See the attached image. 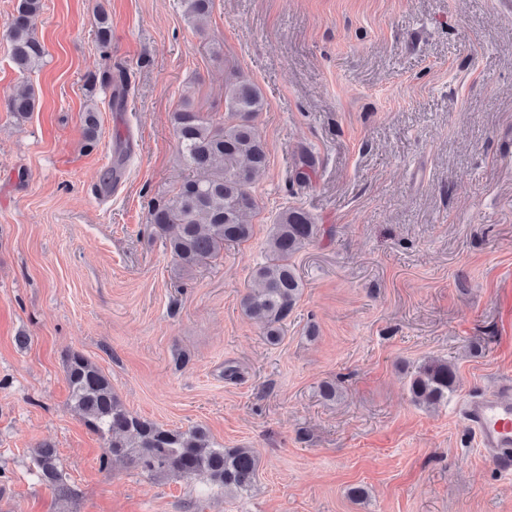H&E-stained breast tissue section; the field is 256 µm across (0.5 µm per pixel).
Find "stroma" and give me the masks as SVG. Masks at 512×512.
<instances>
[{
    "mask_svg": "<svg viewBox=\"0 0 512 512\" xmlns=\"http://www.w3.org/2000/svg\"><path fill=\"white\" fill-rule=\"evenodd\" d=\"M16 3L0 0V512H512V478L459 412L512 376V11L212 0L198 27L180 0H42L46 56L23 75L4 28ZM106 71L128 90L124 110L86 89ZM234 72L264 99L252 236L186 270L149 213L191 173L174 113L223 123ZM24 84L36 102L20 123L8 101ZM305 149L315 165L300 185ZM294 206L319 231L294 257L303 291L272 345L241 300ZM72 352L133 414L256 449L253 489L101 468L106 442L71 405ZM431 357L458 374L434 408L407 389ZM44 444L68 497L37 476Z\"/></svg>",
    "mask_w": 512,
    "mask_h": 512,
    "instance_id": "obj_1",
    "label": "stroma"
}]
</instances>
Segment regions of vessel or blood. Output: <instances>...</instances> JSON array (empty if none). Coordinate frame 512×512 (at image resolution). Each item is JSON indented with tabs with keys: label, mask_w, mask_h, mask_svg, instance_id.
<instances>
[{
	"label": "vessel or blood",
	"mask_w": 512,
	"mask_h": 512,
	"mask_svg": "<svg viewBox=\"0 0 512 512\" xmlns=\"http://www.w3.org/2000/svg\"><path fill=\"white\" fill-rule=\"evenodd\" d=\"M462 413L479 446L493 466L512 474V378L499 381L496 390L463 403Z\"/></svg>",
	"instance_id": "vessel-or-blood-1"
}]
</instances>
